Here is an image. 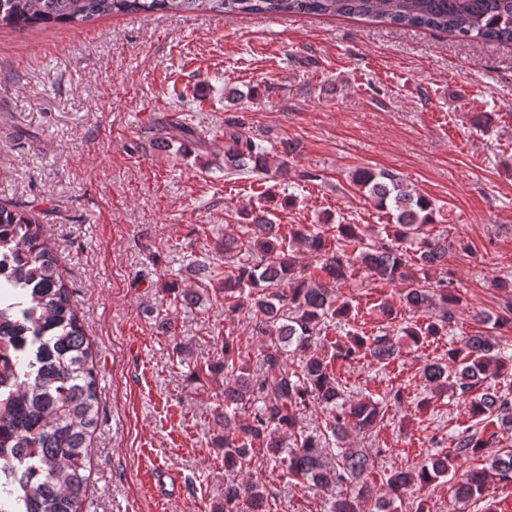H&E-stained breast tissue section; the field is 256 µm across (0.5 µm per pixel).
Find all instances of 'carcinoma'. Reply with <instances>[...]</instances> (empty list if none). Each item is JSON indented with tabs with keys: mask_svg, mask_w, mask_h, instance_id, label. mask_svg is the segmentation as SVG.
I'll return each instance as SVG.
<instances>
[{
	"mask_svg": "<svg viewBox=\"0 0 512 512\" xmlns=\"http://www.w3.org/2000/svg\"><path fill=\"white\" fill-rule=\"evenodd\" d=\"M299 10L318 16L367 18L396 27L439 30L472 42L512 44V0H0V27L23 31L42 26L84 24L123 13L158 11L217 15L286 16ZM243 117L224 119V170L288 175V163L270 162L268 153L244 132ZM352 182L392 221L394 242L366 236L358 224H296L283 235L272 211L245 208L243 223L226 226L224 294L226 311L242 307L256 315L252 335L260 339L259 372L240 362L238 341L224 337L221 355L206 369L224 374L222 433L214 437L224 449V470L250 467L255 447L286 467L287 474L324 489L353 488L329 501L328 512H363L376 500L377 512H391L394 501L413 488L430 486L453 474L455 493L463 501L485 498L489 478L512 483V451L491 459L490 469L458 471L454 462L483 455L498 429L512 427V393L486 386L508 376L512 368L484 333L467 337L448 349L445 361L427 362L421 376L435 393L453 390L468 405L480 431L455 438V455L431 457L420 465L385 475L375 489L366 479L376 458L357 448H337L335 462H326L330 447L353 428L376 433L386 408L401 402V391L379 399L363 396L346 404L336 366L363 356L389 364L399 355L391 334L362 336L346 332L331 353H311L315 336L333 320L348 321L351 302L340 299L330 284L348 281L355 268L380 284H404V309L424 314L399 332L418 344L445 336L460 297L446 280L429 271L448 258V233H434L436 205L415 194L388 170L361 168ZM12 256L17 279L0 285V319L14 320L27 345L0 341V464L15 462L28 492L27 512H83L87 500L89 444L99 420L98 360L71 303V291L60 272L58 255L42 237L30 212L0 206V253ZM317 259L320 279L298 275V254ZM505 292L498 327L512 329V280L497 279ZM301 352L297 368H288L290 352ZM483 393L470 396L476 387ZM318 404L332 419L319 434L300 426V414ZM292 446H285V439ZM213 512H271L264 487L257 481L230 482L224 501Z\"/></svg>",
	"mask_w": 512,
	"mask_h": 512,
	"instance_id": "carcinoma-1",
	"label": "carcinoma"
}]
</instances>
